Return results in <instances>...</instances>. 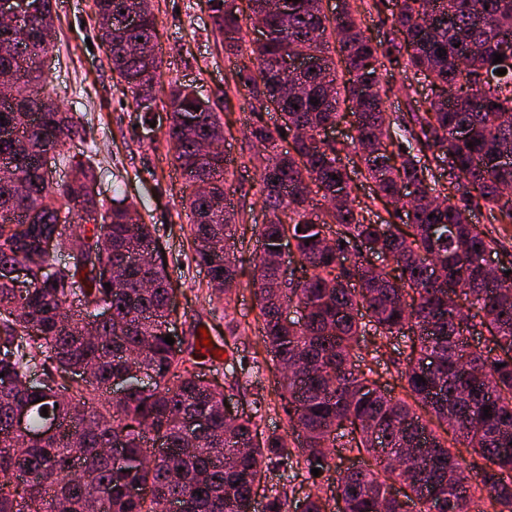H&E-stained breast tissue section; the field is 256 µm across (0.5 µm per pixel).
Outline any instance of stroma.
<instances>
[{
  "mask_svg": "<svg viewBox=\"0 0 512 512\" xmlns=\"http://www.w3.org/2000/svg\"><path fill=\"white\" fill-rule=\"evenodd\" d=\"M156 17L157 46L163 64L153 88L163 101L171 81L193 85L209 100L224 126V151L235 159V175L225 186L232 203L242 191H257L259 156L248 149L244 136L251 126L250 97L236 90L232 72L237 56L228 54L215 32L208 0H152ZM55 45L43 71L48 88L65 111L85 128V139L74 142L71 152L91 155L96 170L97 198L111 204L124 198L145 223L154 225L156 238L169 266L176 291L178 333L204 329L216 341L224 339V319L234 317L245 327L239 350H261L259 308L250 275H243L224 305H209V276L191 262L189 219L181 204L184 180L160 127L143 123L135 107L125 102L101 45L92 0H55ZM276 369L264 370L257 383L235 391V411L246 413L255 395L271 406L269 428L284 431L287 418L277 405Z\"/></svg>",
  "mask_w": 512,
  "mask_h": 512,
  "instance_id": "35a3bbf8",
  "label": "stroma"
}]
</instances>
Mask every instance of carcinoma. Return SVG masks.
<instances>
[{
  "label": "carcinoma",
  "instance_id": "cac0c4a2",
  "mask_svg": "<svg viewBox=\"0 0 512 512\" xmlns=\"http://www.w3.org/2000/svg\"><path fill=\"white\" fill-rule=\"evenodd\" d=\"M208 2L225 50L242 56L232 80L252 99L248 147L262 153L257 203L270 216L252 280L266 357L239 354L245 330L230 319L224 377L237 386L270 362L297 367L280 382L288 428L263 429L270 406L261 396L250 414L225 423L224 390L197 371V338L165 342L171 287L155 229L126 209L98 213L91 159L64 151L84 140V128L36 66L53 44L52 0H29L26 31L0 25V74L13 78L0 129L15 132L0 139L8 162L0 167V472L33 479L0 481V512H159L167 501L180 512H242L259 490L264 512H293L288 471L330 472L333 448L364 452L374 464L336 473L332 495H306L304 512H329L332 500L343 512H512V288L499 289L485 269L483 254L497 240L469 219L486 207L495 223L512 225V0H339L332 15L322 0H246L245 12L235 0ZM138 5L140 24L119 26L121 11ZM94 6L107 61L136 106L162 67L149 0ZM371 10L380 20L374 37L362 23ZM250 24L267 30L251 47ZM295 53L315 57V71L289 76L281 61ZM394 71L423 76L430 94L408 87L406 111H386L384 75ZM270 102L279 110L273 128L262 119ZM162 108L163 136L187 186L208 184L184 205L193 260L210 275L208 303L220 304L238 284L224 241L253 203L228 208L224 153L198 155L197 144L223 130L211 106L174 81ZM347 115L350 141L319 138ZM47 152L71 169L68 181L47 179L39 165ZM346 159L370 183L364 200ZM378 206L387 218L373 222ZM80 212L92 227L78 236L58 230ZM285 239L299 275L280 282L269 255ZM64 253L82 256L89 275L62 264ZM371 253L390 257L392 268L374 270ZM16 264L29 271L23 293L9 277ZM99 265L118 287L104 286ZM76 298L89 306L69 322L59 309ZM293 304L304 313L286 323L281 311ZM407 332L410 352L390 356ZM485 332L487 352L469 342ZM367 335L371 358L361 352ZM385 355L401 398L373 379ZM86 367L92 378L66 380ZM117 378L127 391L115 400L103 389ZM25 407L29 438L12 432ZM197 417L205 425L188 432ZM53 421L61 432L40 437ZM116 446L118 456L104 453ZM465 451L485 467L466 474ZM77 461L78 483L70 477ZM279 469L280 481L269 482ZM101 487L109 496L96 500ZM131 487L143 495L130 496Z\"/></svg>",
  "mask_w": 512,
  "mask_h": 512
}]
</instances>
